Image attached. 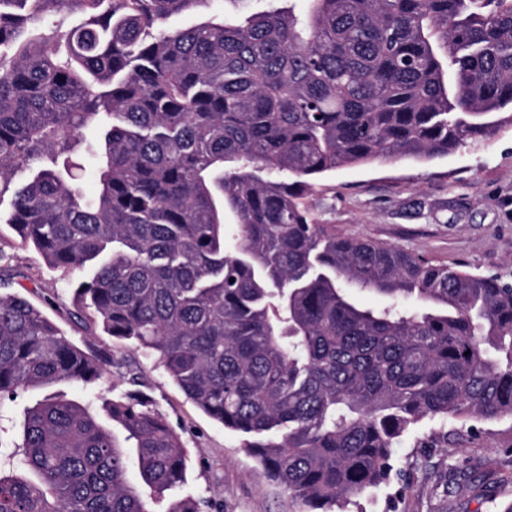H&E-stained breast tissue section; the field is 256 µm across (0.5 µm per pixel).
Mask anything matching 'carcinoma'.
I'll return each instance as SVG.
<instances>
[{"label": "carcinoma", "mask_w": 512, "mask_h": 512, "mask_svg": "<svg viewBox=\"0 0 512 512\" xmlns=\"http://www.w3.org/2000/svg\"><path fill=\"white\" fill-rule=\"evenodd\" d=\"M211 2L0 0V201L77 322L154 359L305 512H350L423 421L512 417V282L340 236L304 199L340 167L512 126V0H302L166 26ZM62 11L80 23L36 27ZM110 360L0 295V399L95 388ZM95 404L27 409L0 512H155L186 481L145 395Z\"/></svg>", "instance_id": "cac0c4a2"}]
</instances>
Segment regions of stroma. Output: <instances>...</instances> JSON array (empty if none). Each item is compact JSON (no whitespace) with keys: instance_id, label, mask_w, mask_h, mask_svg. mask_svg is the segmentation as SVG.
<instances>
[{"instance_id":"obj_1","label":"stroma","mask_w":512,"mask_h":512,"mask_svg":"<svg viewBox=\"0 0 512 512\" xmlns=\"http://www.w3.org/2000/svg\"><path fill=\"white\" fill-rule=\"evenodd\" d=\"M264 7L263 0H215L213 7L169 24L190 26L216 11L241 19ZM306 202L317 222L339 235L512 280V128L439 160L402 158L336 169L315 178ZM0 293L37 305L57 300L53 317L69 339L85 349H111L105 388L115 396L146 394L188 450V476L174 497L201 501L204 512H299L287 490L259 471L240 436L187 401L151 358L70 318L71 300L58 274L4 223ZM42 396L30 389L0 401V443L18 441L25 410ZM455 428L452 422H427L403 438L394 450L399 472L361 498L363 512H502L512 504V419L477 424L460 439L452 436Z\"/></svg>"}]
</instances>
